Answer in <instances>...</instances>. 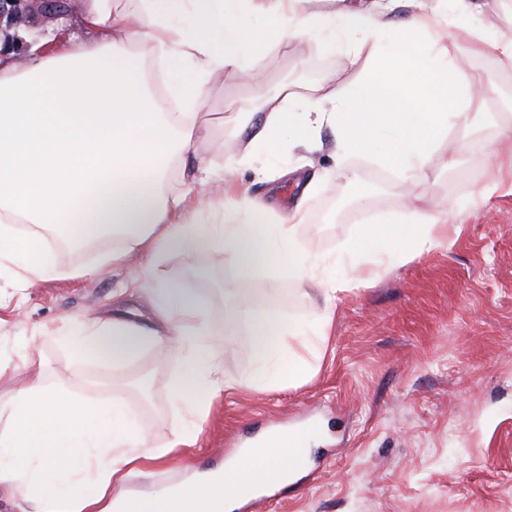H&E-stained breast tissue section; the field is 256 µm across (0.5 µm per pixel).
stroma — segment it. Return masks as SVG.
<instances>
[{"label":"stroma","mask_w":512,"mask_h":512,"mask_svg":"<svg viewBox=\"0 0 512 512\" xmlns=\"http://www.w3.org/2000/svg\"><path fill=\"white\" fill-rule=\"evenodd\" d=\"M462 77L481 81L495 70L512 84V64L492 46L460 43ZM255 82L225 70L212 85L203 110L210 130L179 156L171 193L186 196L189 209L232 206V195L205 196L195 173L216 183L242 156L235 132L239 113L256 110L257 92L309 95L336 79L348 86L367 76L365 60H351L308 39L258 56ZM512 136V104L487 95L467 119L448 129L462 149L454 167L432 161L416 187L366 155L336 158V136L320 130L317 149L284 141L278 163L253 157L238 181L266 206L274 224L303 206L298 226L303 250L334 261L343 245L367 224L403 210L410 192L425 207H456L460 234L454 247L379 268L370 283L340 294L319 354L293 386L247 387L254 370L249 323L253 297L266 307L308 321L321 309L318 287L297 291L286 276L241 273L230 253L170 251L156 265L161 281L178 283L208 305L212 347L227 377L240 388L213 401L193 447L175 449L144 474L129 477L124 496L166 491L188 474L214 471L241 442L267 430L317 428L307 470L272 496L261 512H512V174L486 192L494 147ZM323 180L309 191L314 175ZM479 202H472L473 194ZM15 267L0 263V361L13 387L26 372L14 350L19 336L38 339L35 356L47 386L64 384L86 403L120 399L132 410L152 446L164 447L180 412L168 380L177 371L175 348L159 346L120 363L76 356L43 337V327L70 317L93 320L116 311L146 321L150 311L135 296L126 268L91 277L60 273L32 287L17 286ZM234 317L225 328V317Z\"/></svg>","instance_id":"35a3bbf8"}]
</instances>
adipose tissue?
I'll return each mask as SVG.
<instances>
[{"instance_id":"obj_1","label":"adipose tissue","mask_w":512,"mask_h":512,"mask_svg":"<svg viewBox=\"0 0 512 512\" xmlns=\"http://www.w3.org/2000/svg\"><path fill=\"white\" fill-rule=\"evenodd\" d=\"M450 14L468 35L493 45L512 64V40L499 41L479 26L480 0H447ZM79 20L90 40L48 36L30 47V61L0 50V252L23 267L21 285L58 270L43 251L41 230L60 232L71 243L113 235L98 270L144 256L136 269L140 296L152 324L122 315L63 322L62 343L78 355L127 359L145 349L171 346L181 367L171 393L188 411L206 416L214 399L234 387L211 349L204 300L175 284L159 283L154 259L166 249L208 254L228 250L247 274L274 269L302 285L322 286L323 313L302 322L281 311L256 309L250 320L259 372L253 388L269 380L293 385L305 376V353L326 340L340 292L369 282L384 264L391 242L415 257L450 249L452 210L427 212L411 196L399 217L361 229L338 265L318 267L300 247V211L280 223L263 221V209L248 197L204 228L186 214L179 197L160 190L169 163L208 130L201 111L211 81L225 68L293 39H321L327 47L366 57L375 71L348 87L328 85L319 94L261 96L260 109L240 113L236 129L248 139L242 162L277 155L294 107L307 122L300 139L316 127L336 130L340 155H372L379 143L391 151L382 163L408 183L424 178L450 123L482 98L475 83L459 79L456 35L442 28L426 4L393 29L350 0H139L129 12L121 0H80ZM158 59L166 98L150 93L145 72ZM18 224L36 225L20 235ZM27 362L23 388L0 399L7 423L0 427V498L19 512H111L116 488L168 449L185 448L195 434L184 420L172 424L168 448H152L124 401H76L44 383L34 360L35 341L17 337ZM309 452L307 436L275 433L261 447L246 448L222 473L183 485L178 494L126 501L124 512H233L258 487L287 485Z\"/></svg>"}]
</instances>
